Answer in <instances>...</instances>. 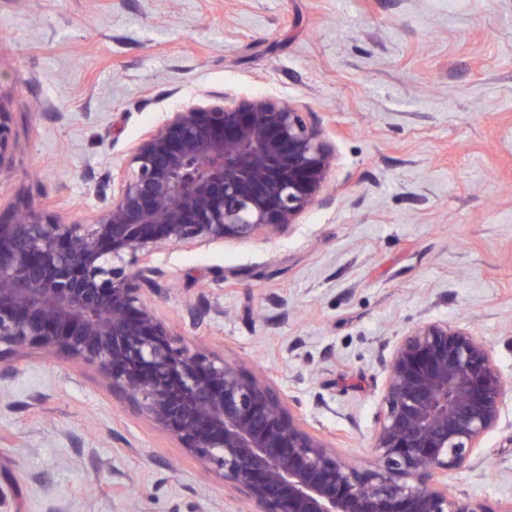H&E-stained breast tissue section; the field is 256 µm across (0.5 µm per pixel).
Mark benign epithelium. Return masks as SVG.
I'll list each match as a JSON object with an SVG mask.
<instances>
[{
	"label": "benign epithelium",
	"instance_id": "7a95c632",
	"mask_svg": "<svg viewBox=\"0 0 512 512\" xmlns=\"http://www.w3.org/2000/svg\"><path fill=\"white\" fill-rule=\"evenodd\" d=\"M335 160L319 125L286 102L195 104L130 147L92 221L37 206L0 215V362L37 345L97 365L254 512H485L441 482L500 419L505 382L471 332L426 321L395 344L377 465L359 471L266 381L189 351L148 303L168 291L156 248L279 234L321 202Z\"/></svg>",
	"mask_w": 512,
	"mask_h": 512
}]
</instances>
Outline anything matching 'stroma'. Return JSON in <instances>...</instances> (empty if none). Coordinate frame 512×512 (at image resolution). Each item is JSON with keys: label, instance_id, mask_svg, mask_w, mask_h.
<instances>
[{"label": "stroma", "instance_id": "obj_1", "mask_svg": "<svg viewBox=\"0 0 512 512\" xmlns=\"http://www.w3.org/2000/svg\"><path fill=\"white\" fill-rule=\"evenodd\" d=\"M214 94L313 113L336 163L277 237L158 247V316L362 471L392 347L423 321L468 329L509 387L448 491L512 503V0H0V211L90 220L132 143ZM251 509L95 365L0 363V512Z\"/></svg>", "mask_w": 512, "mask_h": 512}]
</instances>
